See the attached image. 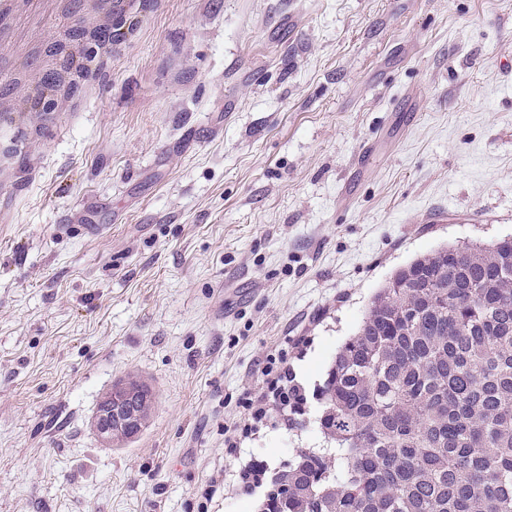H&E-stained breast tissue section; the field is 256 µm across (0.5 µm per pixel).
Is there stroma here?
<instances>
[{"label":"stroma","mask_w":512,"mask_h":512,"mask_svg":"<svg viewBox=\"0 0 512 512\" xmlns=\"http://www.w3.org/2000/svg\"><path fill=\"white\" fill-rule=\"evenodd\" d=\"M101 83L0 187V512H257L245 460L322 445L226 455L266 355L313 391L396 270L512 237V0H166ZM144 405L143 394L138 388L129 387L120 395L106 394L92 421L93 431L104 442L112 444L116 437L133 435L144 426L137 407Z\"/></svg>","instance_id":"35a3bbf8"}]
</instances>
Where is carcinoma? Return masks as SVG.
I'll return each instance as SVG.
<instances>
[{
  "mask_svg": "<svg viewBox=\"0 0 512 512\" xmlns=\"http://www.w3.org/2000/svg\"><path fill=\"white\" fill-rule=\"evenodd\" d=\"M317 397L324 447L273 473L260 512H512V238L399 269Z\"/></svg>",
  "mask_w": 512,
  "mask_h": 512,
  "instance_id": "obj_1",
  "label": "carcinoma"
}]
</instances>
